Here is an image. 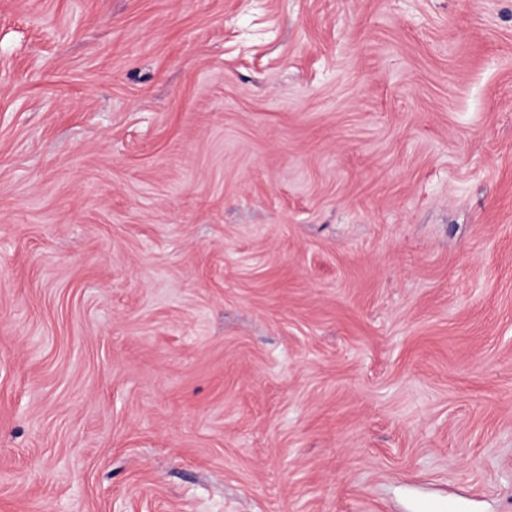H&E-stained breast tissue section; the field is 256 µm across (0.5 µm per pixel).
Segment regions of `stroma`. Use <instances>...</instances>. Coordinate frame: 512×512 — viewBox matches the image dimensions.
<instances>
[{"instance_id": "stroma-1", "label": "stroma", "mask_w": 512, "mask_h": 512, "mask_svg": "<svg viewBox=\"0 0 512 512\" xmlns=\"http://www.w3.org/2000/svg\"><path fill=\"white\" fill-rule=\"evenodd\" d=\"M512 512V0H0V512Z\"/></svg>"}]
</instances>
